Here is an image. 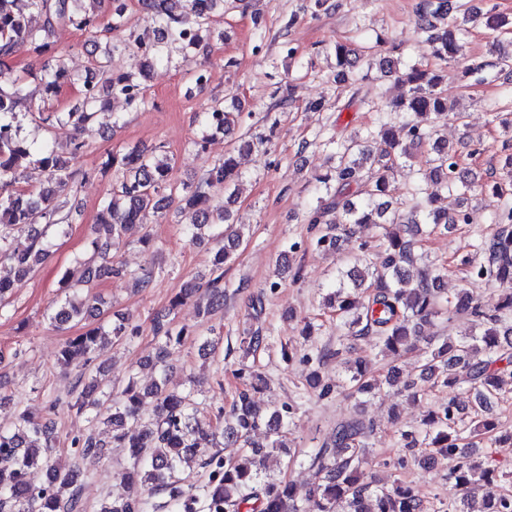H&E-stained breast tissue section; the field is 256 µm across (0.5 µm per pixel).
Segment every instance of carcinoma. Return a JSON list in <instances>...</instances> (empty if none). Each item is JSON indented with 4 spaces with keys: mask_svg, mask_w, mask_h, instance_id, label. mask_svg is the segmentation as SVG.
I'll use <instances>...</instances> for the list:
<instances>
[{
    "mask_svg": "<svg viewBox=\"0 0 512 512\" xmlns=\"http://www.w3.org/2000/svg\"><path fill=\"white\" fill-rule=\"evenodd\" d=\"M21 1L42 17L39 26L29 24L18 7ZM80 2L0 0V60L24 47L49 48L56 29L63 24L90 33L95 45L106 38L108 49L92 61L101 82L84 78L81 102L72 108H42L47 113L43 122L77 132L72 140L71 159L84 152L86 142L78 133L106 107L107 98L120 97L134 108L144 106L142 79L146 68L169 57L174 45L189 57V52L199 47L202 29L210 27L214 13L235 8L234 0H140L142 8L152 14L158 31L157 40L146 44L120 37L130 29L123 6H117L107 21L100 22L81 11ZM189 13L197 18L195 28L183 25V17ZM503 24L490 11L469 12L461 0H421L414 18L415 30L427 34L432 41L434 57L444 64L461 63L467 73L482 70L486 63L468 59L461 35L470 25L496 33ZM131 46L145 58L140 70L115 68V57ZM350 53L348 46L336 44L338 82L345 80L347 69L353 66ZM384 72L396 75V81L405 87L388 105L393 112L410 114L401 126L403 137H396L393 126L380 117L377 125L366 129L363 135L341 143L332 137L325 140V146L334 147L335 164L318 177V182L324 185L328 198L318 200L309 216V223L322 224L326 213L340 209L347 231L374 227L383 247L364 268L355 267L346 273L351 285L345 284L347 279L336 280L324 307L336 315L344 338L336 348L307 357V362L321 364L328 358H338L353 349L354 341L365 337L377 339L381 353L398 359L417 348L421 326L442 315L451 319L467 314L474 330L460 338L428 340V350L414 367V376L401 383L395 376V367L375 377L370 362L362 359L347 367L346 378L334 385L322 382L315 369L309 373L307 383L320 397L337 389L372 394L388 385L415 400L438 386L452 389L454 395L429 409L417 429L400 432L403 448L410 456L398 457L391 467L398 472L410 461L420 465L428 457L442 455L452 462L448 482L453 497L448 502V512H471L470 504L477 499L481 500L479 512H512V490L503 485L502 476L495 470L477 461L476 450L480 444L490 448L512 443V431L498 429L492 417L501 392L512 390V208L503 209L498 230L480 243L485 261L479 265L468 259L461 261L469 267L468 283L481 282L497 288V307L483 308L465 287L450 295L444 292L440 282L446 277V268L423 262L424 251L417 236L472 221L467 210L450 213L436 206L442 193L450 189L464 194L471 191L457 151L439 135L440 123L451 108L440 89L441 76L430 65L413 63L400 69L390 60ZM23 91L22 79L0 75V263H9L20 280L32 275L44 262L53 238L66 233L65 223L79 210L78 172L72 169L70 159L62 158L46 143L35 150L33 143L21 135ZM241 116L237 105L221 101L213 102L204 112L208 129L219 133L240 125ZM424 144L431 153V175L414 191L425 198L427 209L421 219L403 224L392 207L390 173ZM32 159L48 171L49 177L36 190L19 189L18 171ZM112 166L121 172V177L113 184L111 197L101 204L100 219L90 241L92 257L83 262L77 283H71L66 274L61 277V287L69 291L82 286L91 288L112 277L125 279L137 289L150 284V278L112 260V239L144 225L148 216L163 213L173 191L170 162L166 157L130 151L112 155ZM214 181L238 190L242 173L233 154L211 164L199 182L182 185L180 193L183 209L191 213L187 227L191 241L200 239L206 227L224 223L228 229V244L219 247L214 255L204 316L223 305L224 264L231 258V249L242 242L241 233L229 224L230 213L210 201L206 187ZM337 230V224L326 225L313 241L315 248H335ZM88 309L89 303L68 295L53 319L60 326L81 321ZM183 333L168 323L156 322L154 335L160 353L180 344ZM134 334L135 328L117 320L106 328H89L64 343L59 351L62 363L82 360V372L77 376L82 390L75 401L68 403L69 409L83 413L82 396L100 384L95 377L86 378V371L109 347ZM266 340L259 328L244 330L239 336L242 359L255 357L266 346ZM237 375L243 386L229 412L220 409L208 421L200 419L198 402L191 393L168 389L166 379L141 387L134 378H128L120 396L105 412L95 414L93 421L111 428L112 443L127 449L130 466L120 478L141 480L147 496L138 500L114 499L105 503L100 512H425L415 488L398 475L382 484L361 479L365 466L372 463L368 441L374 426L358 418L338 423L330 441L316 450L310 464L314 483L306 503H300L291 481L271 477L267 466L274 450L282 447L280 437L290 425L293 407L285 403L279 409L263 411L253 394L267 388V377L248 365L239 368ZM147 399L155 401L153 417L148 420L143 415ZM131 420L142 423V429L134 435L126 431V423ZM261 428L272 437L266 448L253 439ZM220 438L224 446L238 448L236 454L222 458L210 453V449L218 447ZM54 443L52 428L25 411L18 412L13 427H0V512H83L75 470H60ZM74 445L84 455L103 458L107 454L108 443L93 431L74 440ZM197 457L202 466L212 468L211 479L202 486L179 476L183 465ZM35 470L46 472L45 484L36 486L31 482ZM155 496L161 497L162 502L154 503Z\"/></svg>",
    "mask_w": 512,
    "mask_h": 512,
    "instance_id": "cac0c4a2",
    "label": "carcinoma"
}]
</instances>
